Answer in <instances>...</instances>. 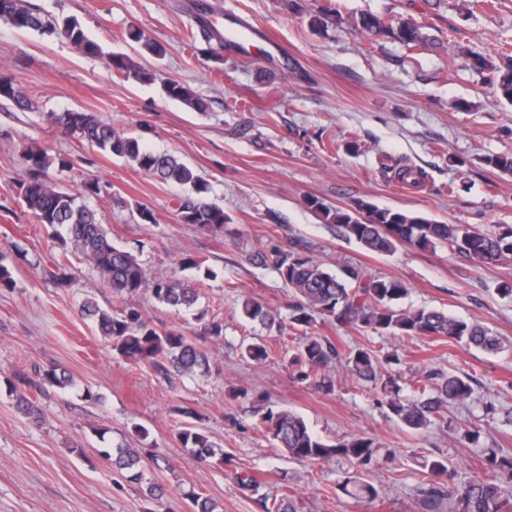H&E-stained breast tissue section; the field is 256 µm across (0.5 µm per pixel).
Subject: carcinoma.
Listing matches in <instances>:
<instances>
[{
  "label": "carcinoma",
  "instance_id": "cac0c4a2",
  "mask_svg": "<svg viewBox=\"0 0 512 512\" xmlns=\"http://www.w3.org/2000/svg\"><path fill=\"white\" fill-rule=\"evenodd\" d=\"M207 14L206 7L199 9L190 41L222 47L223 36L211 25ZM0 20L18 30L33 31L41 36H63L88 55L101 52L100 46L89 38L78 21H62L47 11L32 7L28 0H0ZM351 24L362 33L383 34L410 49L428 43V37L422 32L423 26L409 18L387 20L367 12L353 18ZM130 39L138 43L146 54L161 57L165 52L160 43L140 32L131 33ZM107 57L112 72L126 80L150 78L128 56L109 53ZM470 64L479 71L496 73L497 91L504 100L512 103L511 65L502 69L480 54L471 55ZM164 93L193 112L206 111L204 100L176 80L164 84ZM0 99L12 102L21 111L33 109L32 99L11 75L0 74ZM51 119L103 154L134 163L161 182L173 181L191 187V194L178 199L176 212L179 222L214 237L224 236V224L228 222L224 208L202 198V194L207 192L202 179L176 156L147 150L141 139L118 132L93 112L70 110L54 113ZM17 150L25 173L17 183L19 200L37 222L46 227L50 238L59 240L62 246L71 248L92 265L99 277L111 286L113 293L133 296L148 290L163 305L185 309L196 305V289L178 272L151 279L137 256L112 243L107 231L99 224L96 211L89 205V200L103 192L98 181L90 180L75 189H65L50 179L48 171L54 164L62 170L69 168L72 166L70 160L50 156L49 149L33 139L20 141ZM485 163L493 169L512 174V155H490L485 158ZM309 207L324 221L336 225L342 237L378 254H389L406 244L419 251L448 245L481 263H493L512 255L511 227L497 232L474 231L460 224L437 222L417 212L379 207L365 200L339 208L312 198ZM271 258L280 277L298 295L299 303L290 316V323L298 327H310L319 316L334 320L343 327L369 328L380 335L444 336L488 354L506 349L502 337L477 322L459 320L439 309L405 311L399 308V301L408 290L397 280L376 276L358 266L334 272L301 253H282L275 249ZM179 269H193L207 277L213 276L206 260L201 257H183ZM45 274L63 288L71 287L76 281L75 272L60 261ZM80 312L94 323L99 335L110 343L118 356L136 362H165L174 375L181 378L193 379L209 374L210 356L204 349V339L224 337L223 325L215 320L205 323L200 335L187 336L176 328L157 329L135 309L121 312L104 310L89 297L80 303ZM243 313L270 330L280 327L276 318L255 301H245ZM336 357L338 350L334 344L309 336L291 363L298 366L299 379L308 380L317 377L313 370L323 369ZM346 360L350 371L359 380L381 384L390 412L414 431L428 427L441 415V408L465 402L472 395L471 378L467 375L442 376L431 387L424 384L405 393L399 379L390 374L385 379L380 377L379 360L373 350L354 348L348 352ZM39 378L41 388L77 387L75 378L66 369L55 365L44 369ZM253 413L266 434L287 449L291 457L300 461H344L357 467L352 473H342L338 486L344 494L368 501L378 498V489L363 478V468L371 465L379 452L374 439L355 436L330 443L314 434L301 416L288 409H277L262 397L254 401ZM179 438L183 446L202 462H228L224 449L216 446L188 421L184 422ZM481 452L493 472L490 477L461 478L448 467L445 457H424L418 461L421 471L433 477L422 490V512H512V450L483 448ZM101 455L112 461L114 468L125 472L130 482L146 485L149 499L163 493L160 484L146 477L144 456L138 449L119 445L102 450ZM184 496L189 500L192 512H219V505L202 493L190 490ZM263 509L264 512H299L295 499L290 496H265Z\"/></svg>",
  "mask_w": 512,
  "mask_h": 512
}]
</instances>
